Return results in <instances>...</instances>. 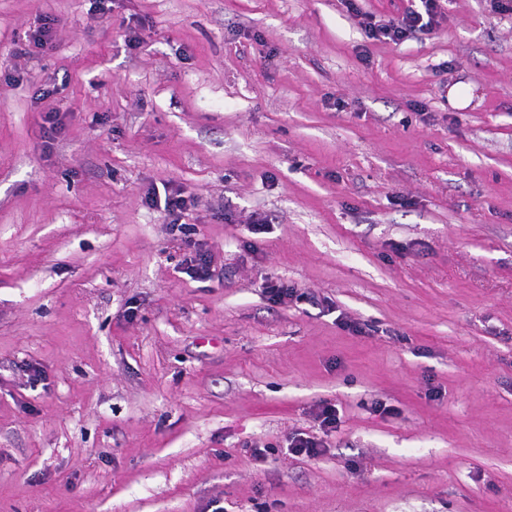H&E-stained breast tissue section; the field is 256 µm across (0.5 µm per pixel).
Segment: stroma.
<instances>
[{"label": "stroma", "instance_id": "obj_1", "mask_svg": "<svg viewBox=\"0 0 512 512\" xmlns=\"http://www.w3.org/2000/svg\"><path fill=\"white\" fill-rule=\"evenodd\" d=\"M356 3L0 0V512H512V10ZM435 2V0L422 1L424 13L427 17L426 21H424V14L422 12L413 9L408 10L403 17L397 20H389L384 24L373 22L372 14H359L366 20L363 22V26L369 39L396 43L407 39L417 31H423L429 26L432 27L435 15L434 11L436 9ZM191 248H194L185 260V273L188 274L192 279L196 280H207L211 277L212 267V256L207 253H202L200 250L195 248V245L188 244ZM261 287L268 300L273 303L287 304L288 300L292 301L295 299L300 301L308 298L305 293L298 294L295 288L273 280L263 282Z\"/></svg>", "mask_w": 512, "mask_h": 512}]
</instances>
